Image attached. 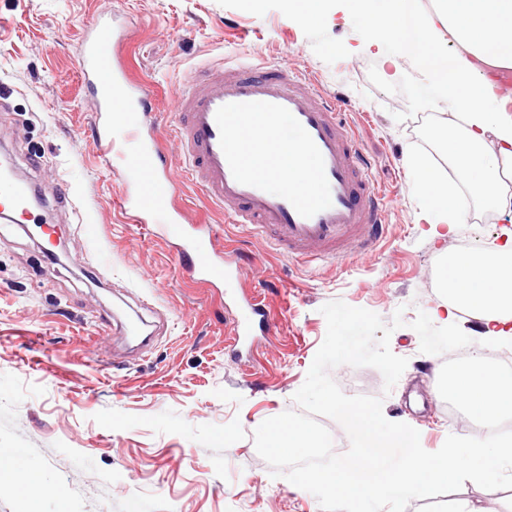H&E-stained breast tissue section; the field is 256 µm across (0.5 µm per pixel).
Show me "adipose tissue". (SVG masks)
<instances>
[{
	"label": "adipose tissue",
	"instance_id": "ef3b65f1",
	"mask_svg": "<svg viewBox=\"0 0 512 512\" xmlns=\"http://www.w3.org/2000/svg\"><path fill=\"white\" fill-rule=\"evenodd\" d=\"M344 2L368 19L370 44H393L398 56L427 72L433 102L462 113V131H439L444 152L477 196L489 206H506L498 182L501 171L512 167V110L486 71L512 67V0H435L430 14L423 0ZM491 137L498 145L492 153L486 150ZM406 163L429 215L452 227L458 209L447 182L418 154H408ZM439 277L450 310L465 309L487 335H512V233L492 251L451 254Z\"/></svg>",
	"mask_w": 512,
	"mask_h": 512
}]
</instances>
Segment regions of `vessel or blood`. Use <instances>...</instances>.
Listing matches in <instances>:
<instances>
[{
	"label": "vessel or blood",
	"mask_w": 512,
	"mask_h": 512,
	"mask_svg": "<svg viewBox=\"0 0 512 512\" xmlns=\"http://www.w3.org/2000/svg\"><path fill=\"white\" fill-rule=\"evenodd\" d=\"M111 30L104 18L85 38L81 69L96 105L91 134L98 154L123 157L127 190L118 207L132 223L166 225L182 240L180 261L192 263L204 281L223 282L212 227L185 226L171 204L175 187L157 147L162 131L150 115L152 90L131 82L114 60ZM176 99L174 135L187 176L223 208L228 223L268 233L277 249L300 260L359 254L381 238L382 195L354 130L312 79L278 65L225 61L190 75ZM284 129L293 137L285 153L274 145ZM259 143L266 146L260 153ZM274 176L284 179L282 188H272ZM0 213L16 224L38 223L30 182L0 177ZM240 308L234 350L270 329L259 297L244 298Z\"/></svg>",
	"instance_id": "vessel-or-blood-1"
}]
</instances>
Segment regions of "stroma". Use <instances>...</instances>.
Segmentation results:
<instances>
[{"label":"stroma","instance_id":"obj_1","mask_svg":"<svg viewBox=\"0 0 512 512\" xmlns=\"http://www.w3.org/2000/svg\"><path fill=\"white\" fill-rule=\"evenodd\" d=\"M105 15L126 33L116 57L131 79L151 83L152 112L166 126L195 68L232 59L313 77L342 103L384 191V238L345 259L291 260L266 234L226 223L167 135L159 148L173 204L186 223L212 226L232 277L198 280L163 227L122 218L124 185L97 156L79 57ZM387 59L367 46L364 18L342 7L306 26L282 0H0V156L46 197L43 227L0 219V452L19 451L37 477L30 512H322L314 495L272 477L251 439L295 409L326 335L321 308L333 300L404 320L390 337L408 360L393 389L375 368L342 365L331 376L346 395L382 398L384 416L415 428L430 452L448 435H474L468 417L448 420L440 368L462 348L512 364V337L482 335L463 311L453 325L436 320L448 303L437 270L455 251L503 244L512 208L484 206L464 174L449 171L437 131L460 130V116L420 102L414 63L386 78ZM410 152L467 199L448 236L425 219ZM257 293L271 329L233 356L224 338L240 299ZM406 512H512V489L467 481Z\"/></svg>","mask_w":512,"mask_h":512}]
</instances>
